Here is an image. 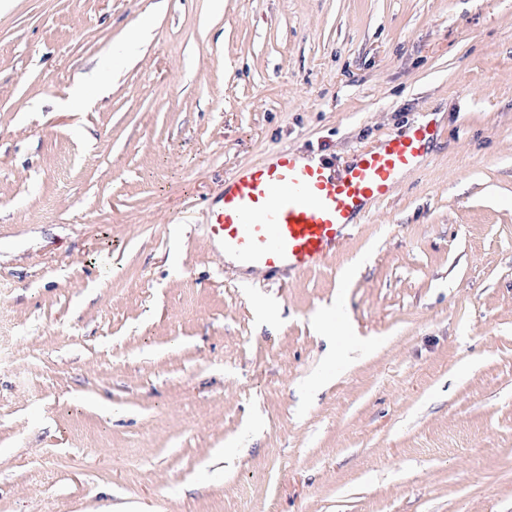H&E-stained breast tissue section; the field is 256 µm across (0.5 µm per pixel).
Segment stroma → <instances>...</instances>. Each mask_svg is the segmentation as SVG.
I'll return each mask as SVG.
<instances>
[{
	"mask_svg": "<svg viewBox=\"0 0 512 512\" xmlns=\"http://www.w3.org/2000/svg\"><path fill=\"white\" fill-rule=\"evenodd\" d=\"M425 119L322 266L225 264L226 178ZM0 512H512V0L1 10Z\"/></svg>",
	"mask_w": 512,
	"mask_h": 512,
	"instance_id": "1",
	"label": "stroma"
}]
</instances>
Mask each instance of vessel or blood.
<instances>
[{
	"label": "vessel or blood",
	"mask_w": 512,
	"mask_h": 512,
	"mask_svg": "<svg viewBox=\"0 0 512 512\" xmlns=\"http://www.w3.org/2000/svg\"><path fill=\"white\" fill-rule=\"evenodd\" d=\"M436 126L425 123L361 150L346 168L281 150L224 181L209 236L240 266L271 274L321 265L368 205L388 200L402 173L421 166Z\"/></svg>",
	"instance_id": "obj_1"
}]
</instances>
